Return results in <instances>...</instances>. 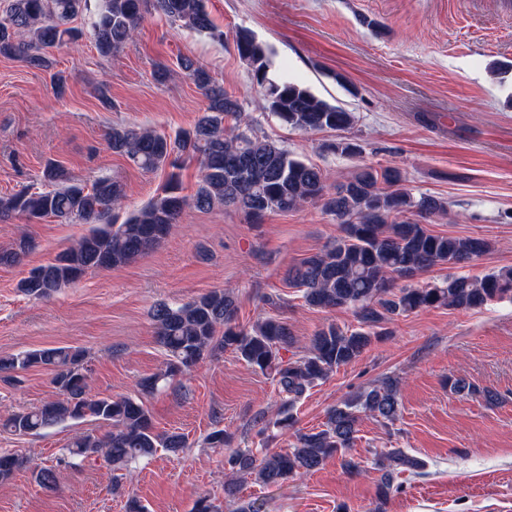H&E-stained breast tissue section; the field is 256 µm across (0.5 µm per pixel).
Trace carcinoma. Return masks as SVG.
<instances>
[{"label": "carcinoma", "mask_w": 512, "mask_h": 512, "mask_svg": "<svg viewBox=\"0 0 512 512\" xmlns=\"http://www.w3.org/2000/svg\"><path fill=\"white\" fill-rule=\"evenodd\" d=\"M93 40L99 54L108 57L133 39L148 15H160L171 24L199 34L222 38L207 10L206 0H96ZM90 9V0H5L0 8V57L27 66L48 69L52 49L73 44L81 33L72 21ZM241 60L262 91L271 115L301 132L345 131L353 113L332 104L305 86L270 72L267 48L247 30L233 36ZM178 67L206 100L193 129L174 136L147 128L115 125L107 133L108 147L145 172L172 169L153 198L133 210L122 222L115 211L124 206L122 182L102 177L91 187L75 184L63 165L50 160L42 173V187L0 196V221L47 217L95 227L62 251L53 262L31 269L20 283L21 292L46 299L80 281L91 270L127 264L160 244L187 208L207 211L222 206L245 215L252 224L270 211H296L318 204L336 217L340 235L288 269L289 286L301 292L304 304L316 309H343L353 314V328L329 323L318 329L296 358L283 353L294 347L288 323L267 316L245 329L236 323L237 302L228 289L211 290L180 305L159 302L150 318L156 342L165 355L164 369L141 378L139 395L99 396L90 388L91 367L81 349L54 347L29 349L0 357V380L13 384L16 373L30 368L51 371L58 398L12 414L4 423L11 432L39 435L66 422L88 418L109 426L99 436L77 434L61 449L59 466L77 458L102 455L112 466V490L119 491L130 468L162 449L177 455L188 447L177 431L156 430L145 398L172 384L207 358L226 351L249 367L269 374L278 385L281 402L272 414L259 416L263 435L273 429L293 432L284 449L236 448L235 435L220 422L203 438L206 448H223L224 470L229 480L224 495L233 497L238 483L262 486L319 470L333 457L349 475L363 468L348 455L354 447L363 418L382 425L395 424L400 413L399 381L386 377L332 408L322 426L296 428V408L305 393L327 380L338 368L357 360L372 343L388 335L385 324L396 316L431 309H478L505 296L512 297V268L482 277L453 274L438 283L415 285L418 275L437 265L463 269L492 251L480 237L437 234L427 224L447 212L445 203L431 196L416 198L405 186L396 167L364 166L354 176L327 191L321 170L260 137L247 128L249 117L238 99L216 83L198 61L182 56ZM323 150L353 157L361 146L351 139L327 141ZM199 164L200 179L191 196L179 194L176 170L185 163ZM33 248L27 237L0 251V264H10ZM450 389L465 397L481 396L488 403L497 394L463 379L448 380ZM371 464L380 473L377 509L399 493V474H424L426 463L401 448L376 452ZM23 460L0 452V482L9 480ZM35 481L46 490L57 486L56 467L34 471Z\"/></svg>", "instance_id": "1"}]
</instances>
